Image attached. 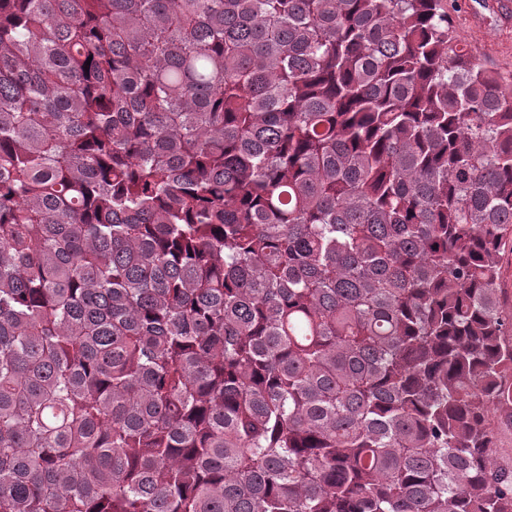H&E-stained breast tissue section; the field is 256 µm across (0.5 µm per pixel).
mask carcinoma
<instances>
[{
  "mask_svg": "<svg viewBox=\"0 0 512 512\" xmlns=\"http://www.w3.org/2000/svg\"><path fill=\"white\" fill-rule=\"evenodd\" d=\"M448 0H0V512H512V91ZM499 288L501 309L505 315H512V253L509 250L501 258ZM489 429L493 432L497 442L495 460L502 468L511 467L512 456V425L504 420L499 412H491L488 418Z\"/></svg>",
  "mask_w": 512,
  "mask_h": 512,
  "instance_id": "1",
  "label": "carcinoma"
}]
</instances>
